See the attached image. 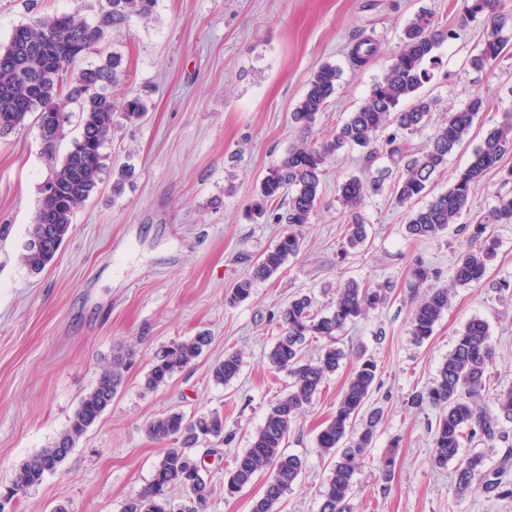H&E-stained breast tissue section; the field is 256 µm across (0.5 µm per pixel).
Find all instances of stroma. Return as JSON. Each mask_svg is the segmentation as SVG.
<instances>
[{
	"instance_id": "stroma-1",
	"label": "stroma",
	"mask_w": 512,
	"mask_h": 512,
	"mask_svg": "<svg viewBox=\"0 0 512 512\" xmlns=\"http://www.w3.org/2000/svg\"><path fill=\"white\" fill-rule=\"evenodd\" d=\"M104 4L37 0L30 10L26 0H0V42L17 25L47 14L75 13L95 22ZM422 9L449 33L421 89L436 102L433 122L465 107L474 94L489 102L430 184L433 196L448 189L487 131L512 114V27L502 32L504 53L474 70L469 60L486 25L461 24L454 0H157L151 19H132L71 66L76 72L121 55L127 77L116 96L145 94L153 107L143 120L114 131L103 149L106 169L97 190L76 210L56 261L38 274L23 253L50 161L35 125L0 135V489L28 456L67 428L114 351L135 352L111 405L57 471L14 501L13 512H55L61 504L68 512H122L161 456L145 425L171 410L189 417L223 414L232 442L194 449L215 488L208 512H251L261 482L228 498L224 477L288 390L287 374L267 358L280 334L274 316L299 292L311 293L329 312L337 288L350 280L389 283L394 292L348 326L340 369L293 424L286 450L301 456L306 468L279 512H318L333 460L319 452L316 436L354 367L369 357L380 382L371 401L384 415L371 458L356 476L353 512H512V495L457 494L452 468L431 462L436 409L407 403L432 385L459 332L475 317L488 323L495 350L491 388L512 387V224L495 226L497 254L485 278L455 287L462 236L451 230L428 240L409 238L410 208L385 190L360 209L370 232L363 250L341 256L348 214L336 189L363 165L361 151L346 148L326 165L322 198L302 229L300 252L256 282L245 302L226 301L285 230L250 223L247 211L256 184L299 139L289 114L311 74L326 62L341 70L314 133L320 139L364 102L392 64L404 25ZM362 37L373 39L378 52L356 67L349 51ZM124 165L133 174L116 196L112 172ZM419 257L436 271L437 286L451 288L432 337L420 343L411 335L416 297L408 286ZM201 331L212 337L204 353L165 385L146 390L156 353ZM228 351L241 352V371L215 384L211 368ZM392 445L394 477L383 483L374 468Z\"/></svg>"
}]
</instances>
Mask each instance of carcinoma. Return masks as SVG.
<instances>
[{
	"mask_svg": "<svg viewBox=\"0 0 512 512\" xmlns=\"http://www.w3.org/2000/svg\"><path fill=\"white\" fill-rule=\"evenodd\" d=\"M107 8L99 21L90 24L73 14L61 13L39 18L32 24L14 28L8 42L0 45V134L26 126L30 116L35 122L62 111L60 97L75 103L81 114L80 137L73 141L63 159L52 166L48 181L57 187V195L41 197L30 238L26 244L25 264L33 272L43 270L59 253L69 237L72 216L97 188L104 171L102 149L115 126L114 117L122 115L136 122L149 110L142 96L127 97L118 105L108 89L118 85L124 71L121 57L114 54L104 63L76 74L69 66L79 57L95 50L108 31L133 17L149 18L157 0H106ZM462 21L485 18L490 30L471 66L484 69L505 49L500 32L512 13L497 11L495 0H461ZM447 33L439 29L434 16L422 11L409 20L400 36V47L393 63L373 85L369 96L338 128L332 139L321 142L306 138L315 127L336 93L340 69L323 64L307 82L300 101L290 113L291 122L305 134L300 144L288 148L260 181L250 207L253 220L288 225L277 244L264 252L253 266L252 276L237 282L228 300L232 304L248 299L257 280L275 274L296 255L303 239L297 228L312 223L320 202L322 175L327 159L349 147L362 150L366 171L344 180L338 199L352 211L341 254L346 256L364 246L368 239L366 224L356 212L366 196L378 193L390 168L371 173L375 160L384 155L400 169L392 193L399 205L419 197L448 164V155L469 134L486 100L473 96L466 106L438 125L427 143L414 151L408 139L426 128L435 106L433 100L418 94L430 79L427 65L435 63L436 50ZM378 48L370 38L357 41L350 52L355 66L367 64ZM512 153V116L489 130L458 171L448 190L426 205L411 211L406 224L414 240L436 238L458 224L467 210L472 190L487 175H500L502 185L512 183V167H504V157ZM512 224V191L500 193L496 205L486 216L468 224H459L457 232L467 244L454 262L452 283L459 286L481 282L492 259L497 242L493 225ZM434 272L422 260L414 263L409 287L425 289L422 299L411 311V334L418 342L429 339L442 313L448 309V288L432 284ZM393 288H365L348 281L339 289L332 309L318 311L312 295L299 293L279 312L281 330L269 353L271 365L291 379L288 392L268 412L264 424L253 435L250 447L234 459L233 468L224 477V496L232 497L259 477L265 478L262 496L252 512H277L278 504L293 489L305 468L298 455L285 453L291 426L319 393L328 378L340 368L344 351L337 347L338 336L369 309L385 304ZM326 340L317 357L308 358L303 345L308 340ZM211 337L202 333L191 339L173 341L164 347L147 374L145 387L154 390L174 374L183 371L198 358ZM495 351L490 343L489 327L480 318L470 319L456 338L453 349L439 368L433 386L417 392L411 405L429 404L438 410L432 433V461L445 468L456 462L455 486L461 496L481 489L498 495L512 494L508 464L489 467L479 452L460 456L464 441L480 435L492 440L500 422L512 423V387L493 394L495 415L484 410V394L489 392L488 374ZM132 354L117 353L99 373L91 391L83 397L67 429L52 445L28 457L15 471L5 494L15 499L55 472L79 439L101 417L122 387ZM242 366L237 351L224 353V359L211 369L213 380L226 384L236 378ZM378 378V365L364 360L351 374L331 417L316 437L320 452L336 457L331 475L320 490L319 512H352L350 498L359 466L369 457L382 421V411L368 408ZM149 436L166 444L156 463L152 480L141 492L124 503L122 512H171L170 494L179 490L184 502L179 512H206L214 488L202 474L191 449L199 441H230L224 433V415L218 411L188 419L178 411L156 416L147 423Z\"/></svg>",
	"mask_w": 512,
	"mask_h": 512,
	"instance_id": "obj_1",
	"label": "carcinoma"
}]
</instances>
